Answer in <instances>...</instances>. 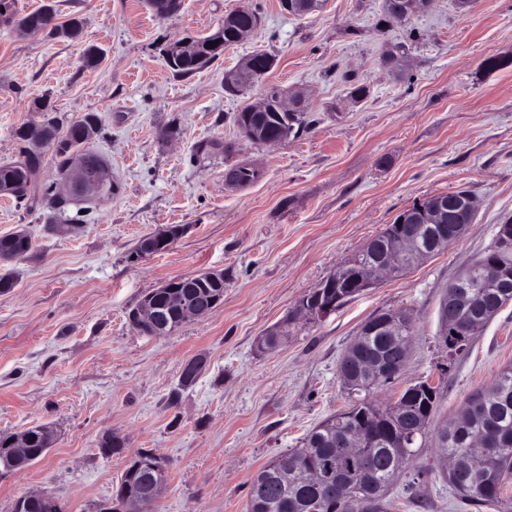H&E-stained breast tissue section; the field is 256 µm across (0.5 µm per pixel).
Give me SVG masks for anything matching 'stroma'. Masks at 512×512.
<instances>
[{
  "label": "stroma",
  "mask_w": 512,
  "mask_h": 512,
  "mask_svg": "<svg viewBox=\"0 0 512 512\" xmlns=\"http://www.w3.org/2000/svg\"><path fill=\"white\" fill-rule=\"evenodd\" d=\"M261 24L188 77L163 59L169 40L214 32L240 0H183L160 20L142 0H54L58 22L84 20L76 39L20 35L0 23V162L16 153L13 130L34 120L48 97L74 119L97 113L105 128L91 145L118 191L69 210L75 228L49 229L45 205L17 208L0 196V236L28 230L33 249L13 264L15 285L0 293V434L50 425L49 454L0 481V512L26 492L53 496L64 512H97L112 498L129 457L152 450L169 461L158 512H246L255 474L346 402L339 361L361 325L404 308L415 334L400 385H440L436 417L456 412L512 364V303L467 354L449 361L438 342V310L458 271L487 252L498 224L512 218V0H434L405 21H384L382 0H326L297 18L280 0H253ZM404 45L408 74L395 78L385 54ZM102 49L96 68L88 47ZM271 54L274 68L244 93L224 75L242 58ZM367 86L359 102L351 81ZM300 89L310 124L276 146L243 138L236 113L265 86ZM178 133L165 140L169 123ZM214 150L193 157L195 145ZM234 162L259 167L256 183L231 188ZM473 196L469 232L400 278H383L328 318L302 323L278 350L261 354L259 336L305 292L355 254L415 202L455 190ZM180 225L166 251L130 261L138 241ZM224 274V303L152 337L128 313L174 278ZM206 355L205 370L179 389L184 362ZM177 401H170L172 391ZM125 439L103 458L105 432ZM415 469L430 474L418 494L412 471L386 496L385 512H475L440 474L430 442Z\"/></svg>",
  "instance_id": "1"
}]
</instances>
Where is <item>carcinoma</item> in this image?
<instances>
[{
	"instance_id": "cac0c4a2",
	"label": "carcinoma",
	"mask_w": 512,
	"mask_h": 512,
	"mask_svg": "<svg viewBox=\"0 0 512 512\" xmlns=\"http://www.w3.org/2000/svg\"><path fill=\"white\" fill-rule=\"evenodd\" d=\"M0 21L8 26L28 23L31 34L49 39L75 38L82 30V19L78 16L72 17L68 25L59 24L35 11L20 10L18 0H0ZM216 40L218 45L207 47V43ZM197 42L202 57L172 67L175 75L190 76L224 54V31L220 28ZM32 105L41 112V119L15 129L18 158L0 164V184L12 186L9 196L16 205L32 208L45 201L62 215L71 198L60 196L53 182L36 184L35 177L47 162L63 172L72 159V151L66 145L78 144L91 134L101 136L103 126L96 113L65 121L53 113L45 98L34 100ZM280 117L282 114L274 110L256 116L243 108L237 113L236 124L245 135L257 123L271 128L282 125ZM261 176V170L248 164L236 167L237 182L243 186L255 183ZM466 195V190L439 193L412 206L413 219L418 221L420 247H433L437 242L435 230L424 223V215L434 202ZM396 234L397 224L386 225L360 252L337 265L327 280H353L363 266L381 258ZM31 249L32 240L22 230L1 236L0 263L18 259ZM468 268L472 276L470 282L459 288L454 330H439L450 360L469 351L501 307L512 302V265L507 263L499 269L480 256ZM197 293L224 299V273L204 272L178 278L164 289L166 295L186 299ZM354 297L350 288H318L303 294L281 325L274 328L276 335L263 336L257 348L288 342V329L303 321L298 308L333 303L339 308ZM396 315L397 312L389 310L372 316L380 321L382 330L374 336L359 335L350 346L360 359L372 365L371 372L339 369L350 403L311 429L302 439V447L276 455L259 470L249 487L247 512H385L388 489L409 467L417 442L429 434L440 398V386L427 381L405 387L393 403L382 404L369 398L383 369L399 363L402 349L413 333V322H404ZM348 432L363 436L364 448L360 452L346 454L337 448L338 441ZM442 437L445 444L439 452L451 467L449 471L443 470V476L459 499L478 509L499 502L503 488L512 480V364L503 367L489 387L468 396L460 412L442 424ZM13 439L12 435H0V470L20 465L13 451ZM478 440L484 451L477 457L474 444ZM161 462L166 459L151 450L138 452L125 468L117 489L128 497L147 492L159 478ZM339 481L352 486L354 498L348 500L336 494Z\"/></svg>"
}]
</instances>
